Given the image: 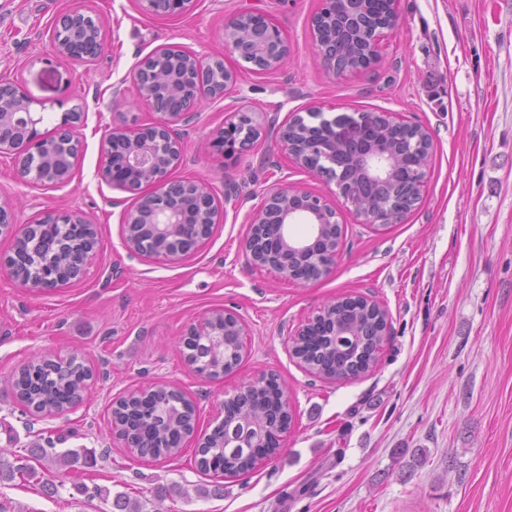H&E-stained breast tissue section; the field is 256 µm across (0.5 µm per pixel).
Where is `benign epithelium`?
<instances>
[{"instance_id":"7a95c632","label":"benign epithelium","mask_w":512,"mask_h":512,"mask_svg":"<svg viewBox=\"0 0 512 512\" xmlns=\"http://www.w3.org/2000/svg\"><path fill=\"white\" fill-rule=\"evenodd\" d=\"M143 12L179 17L193 0H140ZM370 0H323L313 17L316 57L327 70L343 74L367 71L380 59L382 41L395 29L398 0H385L374 14ZM357 29L360 44L353 67L343 66V33ZM104 48V21L89 10L68 7L56 19L52 33V60L91 61ZM224 52L253 66L259 73L282 68L290 52L288 40L267 17L242 12L224 20ZM139 100L154 119L135 128H114L102 141L101 181L135 196L133 208L122 216L123 244L132 258L160 256L180 263L201 247L210 229L222 222L234 193L218 198L203 181L180 182L170 172L184 157L180 126L194 120L198 104L224 97L236 83V72L224 59H205L180 46L163 45L139 60L130 73ZM35 100L12 81H0V154L11 156L13 172L21 180L55 187L68 183L82 151L80 127L84 112L74 106L61 114L50 130L41 131L44 116L34 111ZM400 124L391 112L327 116L318 107L306 115L294 113L280 129V141L296 165L335 184L334 195L344 199L350 213L366 224L386 226L385 213L375 206L374 187L400 174L402 157L373 132H387ZM260 137L256 119L242 111L227 114L224 126L213 132L210 151L231 160ZM336 204L302 187L275 183L263 189L261 204L250 214V231L243 243L247 260L269 268L298 284L309 283L311 262L326 267L335 262ZM304 217L313 225L307 238H295L291 225ZM16 247L0 254V273L30 291L65 288L81 280L99 251V231L82 212L65 208L41 211L28 224L14 219L13 202L0 199V233ZM244 325L222 308L210 310L186 330L183 346H198L208 356L224 361V337L242 336ZM337 344L347 350L356 344L350 327L333 328ZM273 404L282 407L276 419L262 423L240 419L220 421L224 447L245 448L254 457L281 447L291 423L288 398L275 386Z\"/></svg>"}]
</instances>
